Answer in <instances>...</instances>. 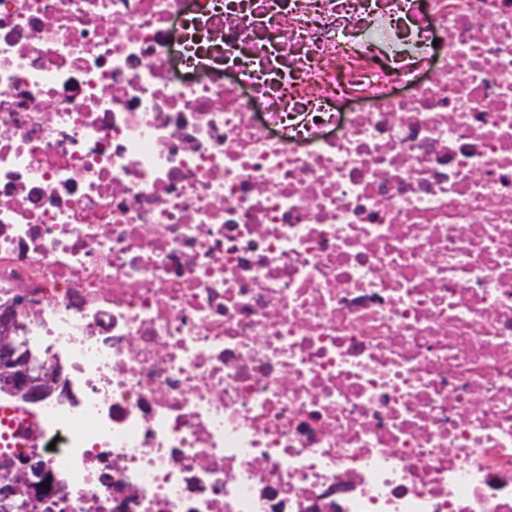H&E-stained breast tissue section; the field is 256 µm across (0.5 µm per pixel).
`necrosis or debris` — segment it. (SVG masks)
<instances>
[{
	"label": "necrosis or debris",
	"instance_id": "1",
	"mask_svg": "<svg viewBox=\"0 0 512 512\" xmlns=\"http://www.w3.org/2000/svg\"><path fill=\"white\" fill-rule=\"evenodd\" d=\"M54 512H512V0H0V305ZM17 330L14 308L0 309V384L5 390L25 400L44 399L64 385L58 366L34 365L27 350L15 339Z\"/></svg>",
	"mask_w": 512,
	"mask_h": 512
}]
</instances>
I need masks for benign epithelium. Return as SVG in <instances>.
<instances>
[{"label": "benign epithelium", "instance_id": "7a95c632", "mask_svg": "<svg viewBox=\"0 0 512 512\" xmlns=\"http://www.w3.org/2000/svg\"><path fill=\"white\" fill-rule=\"evenodd\" d=\"M14 308L0 307V387L25 400L44 399L64 385L58 366L34 365L27 350L15 339ZM13 477L0 483V512H13L18 498L26 499L28 512H41L44 502L32 495L33 478L44 476L40 459L27 455L12 463Z\"/></svg>", "mask_w": 512, "mask_h": 512}]
</instances>
